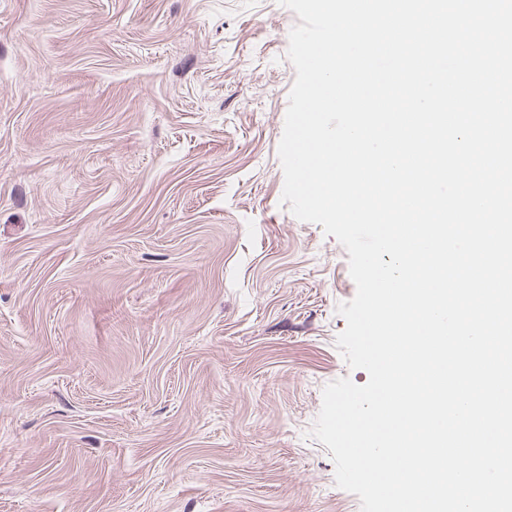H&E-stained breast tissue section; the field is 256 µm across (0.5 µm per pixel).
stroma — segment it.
<instances>
[{"label":"stroma","mask_w":512,"mask_h":512,"mask_svg":"<svg viewBox=\"0 0 512 512\" xmlns=\"http://www.w3.org/2000/svg\"><path fill=\"white\" fill-rule=\"evenodd\" d=\"M278 0H0V512H361L310 437L349 255L282 205Z\"/></svg>","instance_id":"stroma-1"}]
</instances>
